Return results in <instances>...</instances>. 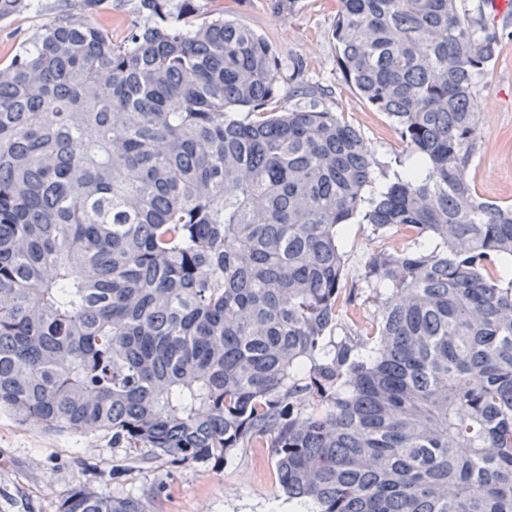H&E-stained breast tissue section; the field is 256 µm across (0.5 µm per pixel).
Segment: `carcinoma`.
I'll use <instances>...</instances> for the list:
<instances>
[{"label": "carcinoma", "instance_id": "1", "mask_svg": "<svg viewBox=\"0 0 512 512\" xmlns=\"http://www.w3.org/2000/svg\"><path fill=\"white\" fill-rule=\"evenodd\" d=\"M140 0L0 65V411L173 468L271 449L315 512H512V204L469 179L480 0H338L336 66L405 145L360 132L252 28ZM413 243L344 288L339 231ZM373 307L334 335L340 304ZM58 512H150L75 486ZM138 1L104 0L89 16L94 23L112 35V41H123L133 24L144 21L137 11Z\"/></svg>", "mask_w": 512, "mask_h": 512}]
</instances>
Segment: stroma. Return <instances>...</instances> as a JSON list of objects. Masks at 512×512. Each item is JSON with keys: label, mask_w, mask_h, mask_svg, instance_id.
Here are the masks:
<instances>
[{"label": "stroma", "mask_w": 512, "mask_h": 512, "mask_svg": "<svg viewBox=\"0 0 512 512\" xmlns=\"http://www.w3.org/2000/svg\"><path fill=\"white\" fill-rule=\"evenodd\" d=\"M30 9L0 21V63L9 62L35 32L78 9L80 0H32ZM138 0H102L91 19L125 40L141 22ZM230 18L250 26L273 47L282 63L300 62L309 83L329 91L326 105L342 113L362 134L374 159L376 184H384L403 146L385 113L367 105L336 68L333 27L336 0H297L278 10L273 0H224ZM487 16L501 36L499 54L477 79L481 105V144L469 177L484 198L512 203V15ZM347 285L360 283L380 241L365 224H350L340 236ZM124 449L108 436L75 437L40 432L0 413V512H56L76 485L105 488L111 494L141 498L150 512H306L305 503L282 490L275 463L265 448H240L222 463L191 462L169 468L162 460L131 464L122 482L112 467L125 462ZM163 494H156L157 484Z\"/></svg>", "instance_id": "35a3bbf8"}]
</instances>
